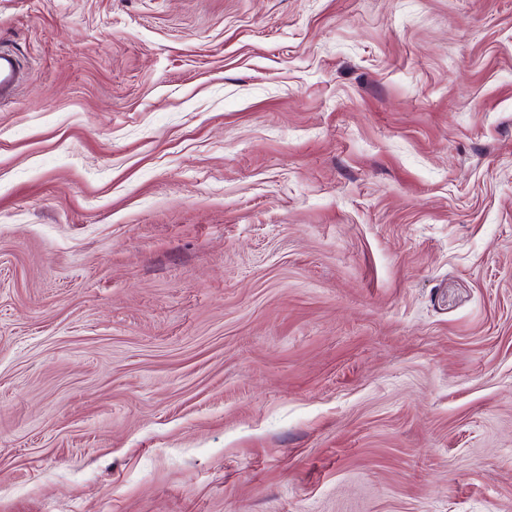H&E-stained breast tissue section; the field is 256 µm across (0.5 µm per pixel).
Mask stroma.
Here are the masks:
<instances>
[{
    "label": "stroma",
    "mask_w": 512,
    "mask_h": 512,
    "mask_svg": "<svg viewBox=\"0 0 512 512\" xmlns=\"http://www.w3.org/2000/svg\"><path fill=\"white\" fill-rule=\"evenodd\" d=\"M0 44V512H512V0ZM22 64L10 49H0V105L9 100L18 85Z\"/></svg>",
    "instance_id": "stroma-1"
}]
</instances>
